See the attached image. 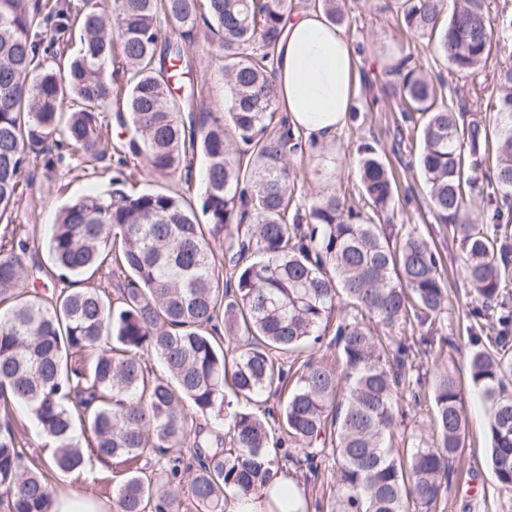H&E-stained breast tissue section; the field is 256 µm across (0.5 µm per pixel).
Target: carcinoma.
<instances>
[{
  "label": "carcinoma",
  "instance_id": "1",
  "mask_svg": "<svg viewBox=\"0 0 512 512\" xmlns=\"http://www.w3.org/2000/svg\"><path fill=\"white\" fill-rule=\"evenodd\" d=\"M411 32L434 43L450 69L476 73L512 34V14L490 19L486 0H398ZM288 0H93L75 11L61 0H0V224H12L23 172L51 171L53 151L102 160L112 124L126 129L116 163L190 183L207 161L200 194L135 190L112 179L106 194L63 206L48 249L52 265L29 263L31 237L0 235V512H49L51 472L78 478L87 458L112 464V512H182L184 475L195 512H226L228 499L279 486L270 457L285 433L305 448L288 461L317 478L333 459L336 495L327 512H436L465 447L457 376L432 384L437 432L392 448L398 395L420 402L419 353L459 344L435 335L448 303L436 248L414 230L397 238L373 215L393 207L395 179L378 150L359 148L361 197L369 212L333 193L295 202L290 158L303 151L279 106L274 53ZM171 22L178 39L166 36ZM78 30L65 67L41 58V31ZM224 50V107L196 115L194 91L176 97L172 77L190 71L183 41L199 24ZM131 73L126 83L114 73ZM492 123L467 120L438 91L443 80L417 68L399 85L400 108L417 127L416 163L430 211L464 255L478 305L467 336L468 380L490 415L486 461L499 494L512 500V67L497 74ZM495 139L496 164L479 186L472 172ZM119 273L84 284L83 276ZM412 322L420 336L385 344L369 323ZM335 348L341 368L298 349ZM164 367L157 374L147 358ZM293 388H288V382ZM286 393L260 418L247 404ZM25 407L47 454L28 456L10 408ZM210 416V433L194 418ZM336 435L331 455L317 447ZM194 465L181 468L183 451ZM167 458L165 478L145 462Z\"/></svg>",
  "mask_w": 512,
  "mask_h": 512
}]
</instances>
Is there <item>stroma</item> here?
Listing matches in <instances>:
<instances>
[{"label":"stroma","mask_w":512,"mask_h":512,"mask_svg":"<svg viewBox=\"0 0 512 512\" xmlns=\"http://www.w3.org/2000/svg\"><path fill=\"white\" fill-rule=\"evenodd\" d=\"M342 9V25L358 56V89L353 100L358 114L336 137L333 150L309 146L291 157L293 177L304 197L338 192L345 195L348 204L358 205V148L366 143L375 145L398 186L394 207L377 216L376 221L394 225L401 232L416 229L435 245L448 288V306L437 323L438 333L465 343L471 324L467 316L471 299L462 272L461 248L452 240L447 226L436 223L429 210L423 177L412 165L419 141L399 109L398 78L386 74L385 69L401 57H411L413 64L424 71L442 76L450 108L461 107L467 114L481 118L495 89L497 72L512 67V45L497 46L482 73L464 77L449 71L447 62L427 39L402 26L394 0H344ZM188 52L194 61L189 79L195 87L196 109L216 111L224 103V80L219 70L223 51L217 41L200 35L189 44ZM119 171L110 156L94 168L70 157L52 172L40 166L33 168L32 184L19 198L12 217L37 239L36 257L40 263L50 262L48 240L60 208L72 199L109 190ZM463 403L467 447L455 463L457 477L443 512H469L468 494L475 490L486 495L481 512H512V500L499 495L485 462L487 412L471 389H464ZM106 472V466L95 460L88 466V479L60 476L51 487L57 494L108 502L112 499V486L102 480Z\"/></svg>","instance_id":"obj_1"}]
</instances>
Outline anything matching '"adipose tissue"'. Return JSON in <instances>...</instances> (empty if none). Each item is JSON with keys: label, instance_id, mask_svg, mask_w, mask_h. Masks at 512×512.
<instances>
[{"label": "adipose tissue", "instance_id": "ef3b65f1", "mask_svg": "<svg viewBox=\"0 0 512 512\" xmlns=\"http://www.w3.org/2000/svg\"><path fill=\"white\" fill-rule=\"evenodd\" d=\"M275 69L292 130L316 144L334 140L347 123L357 87L354 49L343 27L320 8L287 17Z\"/></svg>", "mask_w": 512, "mask_h": 512}]
</instances>
